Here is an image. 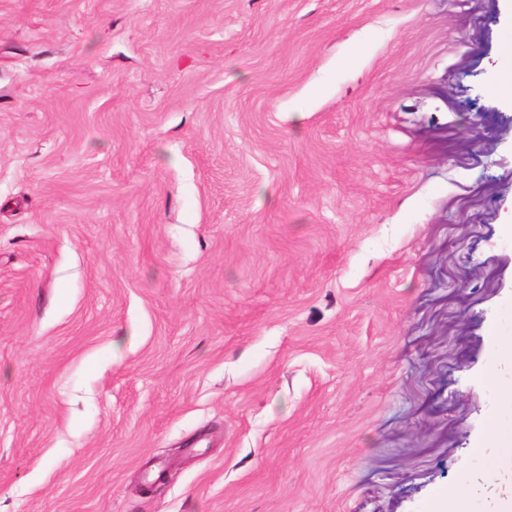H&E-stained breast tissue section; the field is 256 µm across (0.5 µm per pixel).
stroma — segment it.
Segmentation results:
<instances>
[{"mask_svg": "<svg viewBox=\"0 0 512 512\" xmlns=\"http://www.w3.org/2000/svg\"><path fill=\"white\" fill-rule=\"evenodd\" d=\"M510 33L504 0H0V512L511 496L474 446L512 427Z\"/></svg>", "mask_w": 512, "mask_h": 512, "instance_id": "obj_1", "label": "stroma"}]
</instances>
